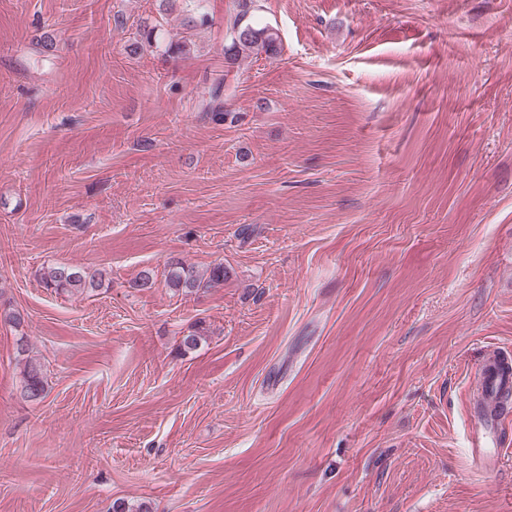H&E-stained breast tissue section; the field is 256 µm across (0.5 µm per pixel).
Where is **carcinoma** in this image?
<instances>
[{"mask_svg":"<svg viewBox=\"0 0 512 512\" xmlns=\"http://www.w3.org/2000/svg\"><path fill=\"white\" fill-rule=\"evenodd\" d=\"M190 5L186 25L190 28H202L210 23L208 13L204 10V0H187ZM257 0H238L239 11L230 23V42L224 46V60L227 66L235 65L239 58L249 54L275 55L279 52L278 33L269 26L256 27L248 19L251 10L255 9ZM226 274L224 264L211 266L206 272L200 273L194 267L180 259L168 263L166 286L175 291L192 292L200 288H210L224 283ZM45 288L56 293H71L84 289L102 286L96 274L79 265H61L50 267L42 273ZM17 352L25 357L23 392L31 400H39L45 392V379L42 364L31 357L28 352L27 337L17 339Z\"/></svg>","mask_w":512,"mask_h":512,"instance_id":"1","label":"carcinoma"}]
</instances>
